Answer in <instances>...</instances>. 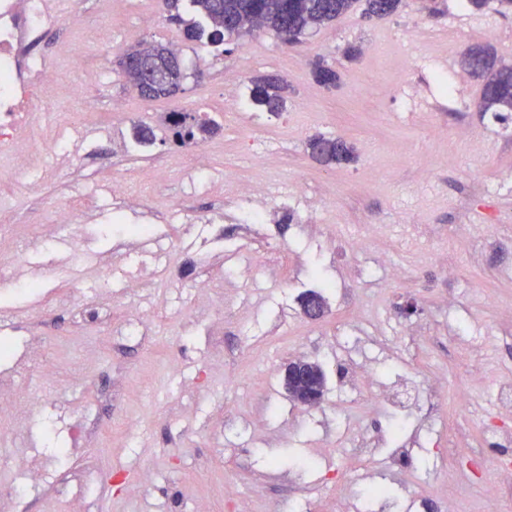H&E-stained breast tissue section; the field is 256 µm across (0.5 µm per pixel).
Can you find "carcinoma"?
<instances>
[{"mask_svg": "<svg viewBox=\"0 0 512 512\" xmlns=\"http://www.w3.org/2000/svg\"><path fill=\"white\" fill-rule=\"evenodd\" d=\"M194 12L210 25V32L195 23L184 28L187 40L194 41L203 35L217 45L224 42V34L233 32L227 23L263 15V28L274 31L279 38L294 43L306 31L319 28L348 12L356 0H188ZM475 11L493 8L506 16L512 13V0H466ZM402 0H365L364 15L384 18L399 11ZM140 54L135 67L126 57ZM126 83L144 98H172L182 91L186 78L182 62L175 50L162 44L143 49L132 48L119 60ZM469 66L473 76L484 82L483 95L492 96L498 104L494 119L505 122L512 111V69L503 67L493 50L478 46L472 51ZM252 102L277 114L285 108L283 79L264 75L251 80ZM218 124L195 112H183L168 127L172 142L180 147L198 143L200 137L214 133ZM307 149L312 157L322 163L348 164L355 159L352 147L340 138L314 136L308 140Z\"/></svg>", "mask_w": 512, "mask_h": 512, "instance_id": "cac0c4a2", "label": "carcinoma"}]
</instances>
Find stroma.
<instances>
[{"label":"stroma","mask_w":512,"mask_h":512,"mask_svg":"<svg viewBox=\"0 0 512 512\" xmlns=\"http://www.w3.org/2000/svg\"><path fill=\"white\" fill-rule=\"evenodd\" d=\"M435 2L434 15L407 0L383 19L357 6L293 46L268 29L219 47L185 41L195 13L175 22L161 0H80L78 19L44 34L33 51L59 71L67 53L86 54L87 93L42 91L41 126L79 112L91 123L72 133L69 158L47 151L39 173L10 187L14 215L39 211V223L13 230L21 270L39 269L44 288L0 294L13 313L0 322L13 349L0 373L15 375L33 340L65 350L74 315L53 305L63 285L95 307L99 279H110L116 318L82 330L98 343L79 361L84 385L66 393L43 375L24 378L37 405L24 433H0V455L93 460L106 483L87 512H198L209 499L222 512H487L482 488L512 458V414L496 399L498 381L512 380V124L480 111L481 84L459 60L488 42L512 63V15ZM102 28L112 45L98 52ZM151 43L181 51L187 78L175 99L125 84L120 56ZM319 64L336 70V87L316 83ZM269 74L288 84L277 114L249 97L250 79ZM175 107L219 125L198 144L218 175L208 190H195L186 150L171 141L164 117ZM138 124L153 144H135ZM315 135L345 140L355 162L318 163L306 148ZM149 162L164 179L138 180ZM115 171L139 206L104 188ZM256 183L269 189L267 218L247 224ZM298 183L299 199L289 193ZM74 197L87 202L83 236L64 243L52 216ZM312 290L325 298L317 321L300 308ZM157 297L161 317L127 335L122 316ZM409 302L417 313L402 315ZM298 358L325 371L319 406L284 387ZM364 364L373 383L352 391L350 373ZM79 415L104 435L78 442Z\"/></svg>","instance_id":"35a3bbf8"}]
</instances>
